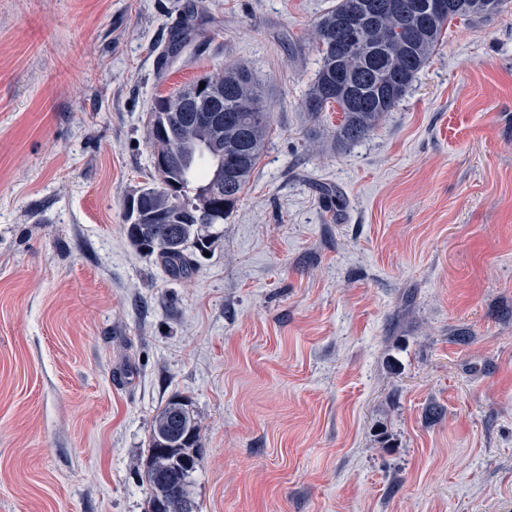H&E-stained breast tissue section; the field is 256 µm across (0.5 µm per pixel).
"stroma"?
<instances>
[{
	"label": "stroma",
	"instance_id": "1",
	"mask_svg": "<svg viewBox=\"0 0 512 512\" xmlns=\"http://www.w3.org/2000/svg\"><path fill=\"white\" fill-rule=\"evenodd\" d=\"M336 3L0 0V512H147L175 396L198 512H512V2L345 147L302 108ZM237 66L266 147L176 280L123 218L149 113Z\"/></svg>",
	"mask_w": 512,
	"mask_h": 512
}]
</instances>
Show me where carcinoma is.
Here are the masks:
<instances>
[{
  "instance_id": "cac0c4a2",
  "label": "carcinoma",
  "mask_w": 512,
  "mask_h": 512,
  "mask_svg": "<svg viewBox=\"0 0 512 512\" xmlns=\"http://www.w3.org/2000/svg\"><path fill=\"white\" fill-rule=\"evenodd\" d=\"M374 16L342 36L336 18L356 14L358 0H338L314 24L318 70L302 106L315 115L336 105V142L370 136L427 65L454 19L465 22L502 11L507 0H446L433 15L417 0H371ZM205 87H200V83ZM270 112L245 68L203 75L173 95L155 99L148 139L158 184L131 196L124 218L131 243L153 255L167 273L187 280L197 255L219 237L216 225L233 211L263 153ZM199 422L178 397L155 415L146 461L149 512H197L190 496L199 465Z\"/></svg>"
}]
</instances>
